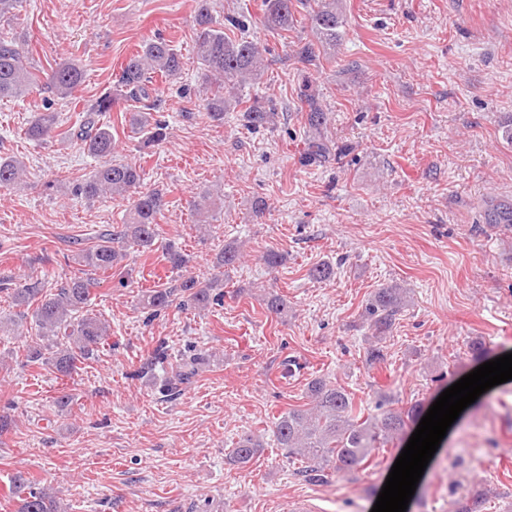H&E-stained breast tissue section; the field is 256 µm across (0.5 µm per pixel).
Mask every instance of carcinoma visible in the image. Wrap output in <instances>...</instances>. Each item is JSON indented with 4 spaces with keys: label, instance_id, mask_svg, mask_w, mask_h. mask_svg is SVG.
<instances>
[{
    "label": "carcinoma",
    "instance_id": "cac0c4a2",
    "mask_svg": "<svg viewBox=\"0 0 512 512\" xmlns=\"http://www.w3.org/2000/svg\"><path fill=\"white\" fill-rule=\"evenodd\" d=\"M261 11V23L270 32L294 28L300 16L310 23L317 41L298 47L296 55L301 62L315 65L322 54L336 50L343 24L342 0H262ZM196 23L193 50L203 81L211 87V95L203 100L201 111L216 118L224 115L236 101L237 91L242 86L261 77L268 66L267 49L238 34L242 23L237 18L229 16L225 22H218L210 12L209 0H198ZM184 65V56L170 41L164 38L145 41L141 50L121 68L114 90L96 100L84 120L66 131L89 156L104 161L90 176L75 184L74 195L95 200L109 194L132 200L124 224L112 228L98 244L77 254L78 263L92 271L106 273L118 265L124 257L116 249L120 243L142 253L157 250L156 217L166 206L164 192L143 189L142 170L137 164L112 159L116 149L112 126L100 121V117L121 101L136 103L140 110L134 113L133 130L140 135L141 147L162 141L166 136L165 124L154 119V113L163 107L156 76L176 77ZM83 80L84 71L74 62L62 63L42 76L37 75L28 62L25 37L0 32V100L21 98L36 87L66 99ZM300 97L308 128L304 155L310 161H325L332 155L333 145L326 134L327 117L320 104V93L307 83ZM242 118L245 125L256 128L272 123L275 113L255 99L243 110ZM57 128L58 115L47 107L33 116L25 136L33 142H44ZM21 184L22 162L13 156H0V186ZM221 203L222 199L211 190L198 193L192 201L197 222L206 221L209 213L219 209ZM486 220L512 231V204L491 209ZM162 258L173 269H181L189 262L187 255L170 242L162 247ZM91 286V279L78 275L65 278L52 290L48 281L37 277L12 287L0 286V292L8 293L13 306L34 307L32 317L37 336L26 345L27 362L49 363L58 375L69 377L77 370L78 362L94 355L95 347L107 336L108 325L89 312ZM218 286L219 280L215 277L204 281L189 277L177 290L181 292L183 306L206 309L222 301L224 294L216 292ZM177 290L150 288L144 295V305L155 311L163 309L172 302ZM410 303L408 290L397 284L374 293L364 311L372 335L366 351L368 363L376 364L384 359L383 343L398 314ZM208 362V356L200 352L181 358L175 370L161 380L160 394L168 396L180 385L189 383ZM307 393L311 407L282 414L274 423L273 434L280 447L288 449V455L309 461L301 474L311 480L326 466L344 473L363 468L371 454L385 446L410 420L408 412L387 410L360 423L353 416L351 394L321 378L309 382ZM262 448L264 444L259 437L246 434L229 451V461L245 467ZM27 483L23 475L16 476L15 488L23 493L17 512H65L51 490L27 492Z\"/></svg>",
    "mask_w": 512,
    "mask_h": 512
}]
</instances>
